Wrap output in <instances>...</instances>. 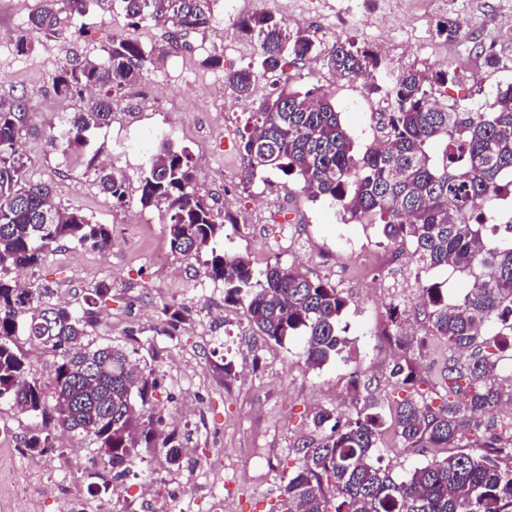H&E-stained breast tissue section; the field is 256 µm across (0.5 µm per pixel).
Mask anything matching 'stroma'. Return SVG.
Here are the masks:
<instances>
[{"label":"stroma","instance_id":"1","mask_svg":"<svg viewBox=\"0 0 512 512\" xmlns=\"http://www.w3.org/2000/svg\"><path fill=\"white\" fill-rule=\"evenodd\" d=\"M402 2L393 12L387 0H288L284 6L273 0H215L210 26L190 30L151 20L137 24L121 10L104 12L93 5L82 16L58 12L53 31L44 33L27 27L42 0H0V108L26 106L19 138L26 176L48 185L56 206L80 210L112 228L109 252L64 242L26 269L25 280L49 286L51 303L73 309L100 284L110 285L95 309L90 339L130 349L139 366L153 371L159 380L153 411L163 419V434L173 435L183 448L177 465L161 451L140 448L117 478L94 462V445L70 439L40 455L39 466L32 467L23 438L34 422L1 404L0 427L8 431L9 443L0 446V512H68L74 498L82 512H269L287 469L297 464L293 447L313 414L322 408L350 415L358 410L353 379H372L388 419L405 397L389 379L394 364L407 359L423 370L440 366L448 353L442 340L428 337L407 350L396 347L388 307L398 304L402 320L425 333L422 286L438 284L454 298L461 288L458 274L441 269L416 276L408 261L410 246L390 243L376 224L368 227L367 260L355 262L338 238L335 204L310 199L295 176L268 171L249 184L224 176L242 169L252 114L286 79L300 90L326 93L357 150L373 141L378 127L377 117L350 97L348 83L336 81L315 59L263 75L249 97L237 95L225 85L224 73L256 64L258 45L241 29L228 28L235 16L273 14L326 48L339 38L388 44L381 83L407 68L443 67L463 75L447 85L445 96L469 107L491 101L497 85L512 81V0ZM448 16L460 19L469 36L466 54L435 32L437 21ZM21 33L27 38L22 50L16 45ZM120 39L164 54L123 91L111 122L86 134V155L96 164L112 163L125 177L122 205L100 190L94 167L66 163L48 140L76 104L55 92V76L74 64L103 60ZM488 49L503 60V70L483 68ZM211 56L221 57V66H207ZM169 126L181 131L175 148L207 159L195 170V189L230 218L225 250L249 256L254 267L278 262L343 290L350 300L342 317L353 346L350 361L310 367L300 338L278 344L250 328L244 308L225 301L223 283L205 281L202 258L171 255L165 210L145 209L139 202L140 176ZM286 224L294 227L287 249L268 250ZM390 256L397 260L394 285L384 288L380 282ZM173 303L184 314L174 330L163 314ZM223 356L234 364L232 376L213 369ZM378 456L397 479L424 462L405 450L388 422ZM230 482L246 485L248 495L228 496Z\"/></svg>","mask_w":512,"mask_h":512}]
</instances>
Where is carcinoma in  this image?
Returning a JSON list of instances; mask_svg holds the SVG:
<instances>
[{
	"label": "carcinoma",
	"mask_w": 512,
	"mask_h": 512,
	"mask_svg": "<svg viewBox=\"0 0 512 512\" xmlns=\"http://www.w3.org/2000/svg\"><path fill=\"white\" fill-rule=\"evenodd\" d=\"M29 16L31 27L50 30L56 13L81 15L91 3L119 7L138 23L162 21L175 28L206 27L214 0H47ZM259 47L263 72L297 64L318 53L313 39L293 32L281 19L255 15L240 22ZM439 35L465 41L450 17ZM151 60L142 45L112 42L104 62L79 63L55 81L57 93L77 99L67 124L50 134L51 146L74 163L85 157V133L108 124L117 94L137 84ZM323 65L340 79L365 80L370 88L381 60L369 48L338 39L323 52ZM258 73L251 67L224 72V83L248 97ZM456 81L441 68L432 74L406 69L388 84L394 109L379 123L378 136L361 153L343 128L329 98L316 90L289 86L270 95L255 112L254 129L243 142L240 180L260 170L294 175L312 199H330L355 218L370 216L392 243L409 244L417 272L451 267L464 277L462 296L448 299L435 285L423 288L422 314L431 335L448 346L435 385L441 404L428 402L418 385L431 377L410 364L390 372L398 389L414 393L398 403L394 422L404 447L459 448L432 456L402 479L374 461L382 417L368 385L353 382L362 409L345 417L334 410L315 413L307 436L294 448L297 466L286 476L276 512H512V368L498 366L512 353V224H495L488 203L512 195V82L497 86L486 108L439 101L437 85ZM99 89L83 103L84 91ZM24 107L0 110V404L41 420L24 440L32 455L54 447L61 435L79 436L96 447L97 459L115 475L138 455L159 448L180 464L182 448L160 437L161 420L150 412L158 385L119 345L85 342L93 327L92 302L73 310L47 301L50 288L22 287L10 268L38 265L61 242L100 252L112 246V229L86 215L52 203L47 185L26 177L16 144ZM98 186L118 204L126 203L123 177L96 168ZM140 204L165 207L173 254L206 255L204 275L224 283L225 300L246 310L249 325L281 343L304 339L306 363L319 368L348 360L350 339L340 326L349 305L343 291L278 263L261 270L249 257L218 245L226 217L194 187V163L187 149L168 146L151 158L141 177ZM59 355L48 384L32 372L17 344Z\"/></svg>",
	"instance_id": "carcinoma-1"
}]
</instances>
